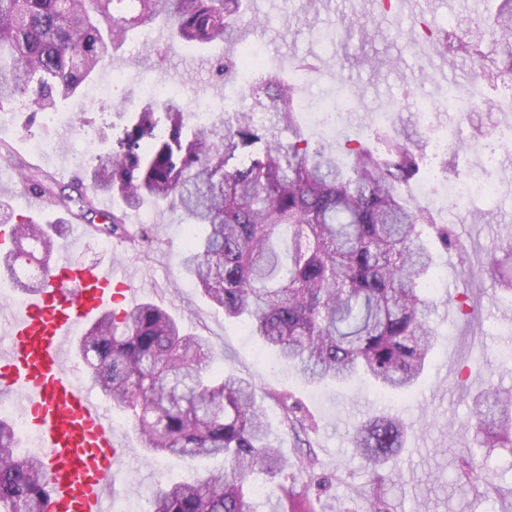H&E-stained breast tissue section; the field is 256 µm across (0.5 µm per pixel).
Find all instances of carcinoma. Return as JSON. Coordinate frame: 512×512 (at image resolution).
Wrapping results in <instances>:
<instances>
[{"label": "carcinoma", "instance_id": "1", "mask_svg": "<svg viewBox=\"0 0 512 512\" xmlns=\"http://www.w3.org/2000/svg\"><path fill=\"white\" fill-rule=\"evenodd\" d=\"M245 0H0V109L21 102L28 124L57 110L82 89L123 45L130 31L163 22L173 40L203 47L236 45ZM455 60L465 51L480 82L490 65L512 77V0L479 15L457 33L436 38ZM242 56L228 53L216 75L234 80ZM300 81L258 67L253 109L193 124L168 98L165 123L148 103L128 119L116 148L82 165L84 177L60 183L32 166L28 188L62 215L50 221L11 212L13 248L0 253V274L20 293L41 284L20 275L17 260L48 254L72 221L126 242L132 250L157 244L129 214L150 203L180 211L190 236L178 260L201 296L224 317L237 319L311 385L342 384L360 376L382 392L411 391L436 336L428 313L435 256L441 245L462 244L434 214L408 198L420 170L421 141L394 126L375 131L376 147L347 138L333 148L311 141L297 100ZM102 196L117 197L110 211ZM98 217L101 224L94 223ZM512 291V242L484 265ZM77 350L89 382L131 414L142 447L170 459L222 457L221 468L158 486L150 512H256L248 489L273 478L288 462L270 436L266 410L252 381L218 367L221 354L205 336L151 301L112 311L88 326ZM282 423L306 433L298 403L279 399ZM474 441L481 448L512 447V392L474 401ZM408 427L374 416L355 428L352 444L372 471L404 448ZM14 425L0 418V512H47L49 490L38 456L16 454Z\"/></svg>", "mask_w": 512, "mask_h": 512}]
</instances>
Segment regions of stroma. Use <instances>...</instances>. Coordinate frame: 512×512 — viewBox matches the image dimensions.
<instances>
[{
    "label": "stroma",
    "instance_id": "1",
    "mask_svg": "<svg viewBox=\"0 0 512 512\" xmlns=\"http://www.w3.org/2000/svg\"><path fill=\"white\" fill-rule=\"evenodd\" d=\"M482 7L481 0H432L430 9H419L390 23L361 11L354 0H263L260 25L241 27L237 37L240 43L255 45L266 69L281 75L291 74L298 63H307L308 92L317 99L336 100L354 114V121L334 131L310 127L313 139L334 144L347 135L372 136L378 123L414 130L418 124L415 103L434 96L437 68L466 74L470 62L461 57L449 65L440 54L422 55L407 41L403 27L423 22L436 31L453 30L466 26ZM227 51L222 43L198 49L156 40L150 28L137 29L113 51L104 77L88 86L81 97L60 105L66 123L44 125L30 137L20 107L5 106L0 111V141L13 147L14 160L11 165H0V191L8 194L9 205L15 212H29L21 176L31 164L54 172L64 184L78 176L71 155L83 139L101 132L112 139L119 136L121 113L131 106L141 107L161 86L177 89L183 112L201 102L220 108L237 93L234 84L216 81L212 75V59ZM338 71L352 86L351 94L341 95L334 79ZM115 73L124 76L131 105L108 96ZM485 95L486 104L470 119L455 112L437 118L449 144L448 173L439 191L465 182L476 165L479 154L470 142L472 126L493 130L512 124L506 88L490 82ZM411 195L419 206L432 210L438 223L447 225L463 248L438 254V279L430 291L440 302L435 317L438 341L423 380L405 394L384 393L367 382L314 387L287 365L266 368L259 339L240 323L225 319L223 311L208 305L181 275L177 258L185 226L166 206L146 209L158 239L155 248L134 253L117 240L87 235L76 224L70 229L78 238L73 256L88 266L113 263L118 279L137 288L140 300L185 314L191 332L208 337L223 350L224 368L255 381L273 439L290 463L278 480L295 485L300 496L310 497L317 512H364L372 476L355 457L351 435L358 423L380 414L398 416L410 427L397 463L381 471L389 512H512L511 449H494L487 459L493 486L469 487L460 480L463 452L473 440V395L489 387L512 389V293L482 272L487 256L512 239V189H503L489 202L475 198L450 208L437 205L433 195L420 186H413ZM477 208L485 211L484 220H475ZM468 268L476 275L467 280L463 272ZM465 296L475 308V318L457 310V302ZM278 393L299 402L314 423L309 442L315 473L325 480L322 487H306L295 469L298 451L291 432L281 423V408L274 399ZM110 413L126 454L121 462L123 477L109 493V504L130 502L137 504L139 512H149L148 494L154 485L219 466L215 459L151 460L123 411L114 406Z\"/></svg>",
    "mask_w": 512,
    "mask_h": 512
}]
</instances>
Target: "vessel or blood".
I'll return each instance as SVG.
<instances>
[{
  "mask_svg": "<svg viewBox=\"0 0 512 512\" xmlns=\"http://www.w3.org/2000/svg\"><path fill=\"white\" fill-rule=\"evenodd\" d=\"M56 279L30 294L8 320L0 350V395H19L30 433L47 462L48 512H106L124 448L102 401L66 362L71 342L132 288L113 293L111 266L77 267L68 248L52 256Z\"/></svg>",
  "mask_w": 512,
  "mask_h": 512,
  "instance_id": "1",
  "label": "vessel or blood"
}]
</instances>
